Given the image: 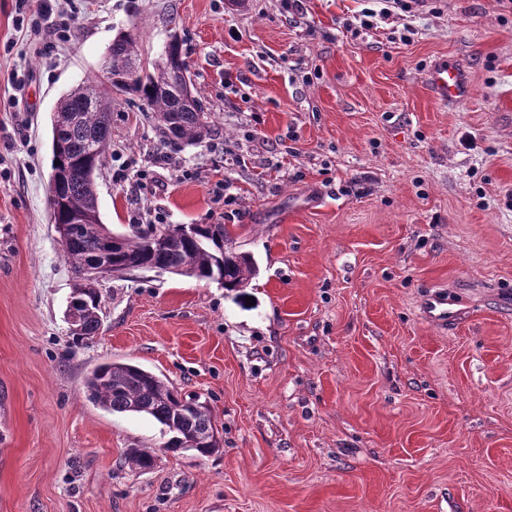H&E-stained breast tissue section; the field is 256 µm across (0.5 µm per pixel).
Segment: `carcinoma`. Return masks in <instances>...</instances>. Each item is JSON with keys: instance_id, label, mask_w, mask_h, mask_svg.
I'll list each match as a JSON object with an SVG mask.
<instances>
[{"instance_id": "cac0c4a2", "label": "carcinoma", "mask_w": 512, "mask_h": 512, "mask_svg": "<svg viewBox=\"0 0 512 512\" xmlns=\"http://www.w3.org/2000/svg\"><path fill=\"white\" fill-rule=\"evenodd\" d=\"M107 55L114 77L120 76L128 64L140 61L134 33L119 32ZM184 72L189 69L182 42L171 39L159 61L150 68L142 67V76L134 85L94 76L59 99L55 117L62 135L52 146V160L59 164L51 165L55 180L50 184L49 222L70 228L61 238V246L77 278L96 258L107 253L112 264L126 269L128 274L184 269L190 277L217 281L243 298L244 288L257 269L250 256L226 249L228 231L222 224H201L194 237L174 238L164 247L158 246L156 239L166 234L171 225L158 228L151 224L122 237L120 247L109 251L94 230L72 223L76 213L98 211L96 178L110 147L112 92L140 98L153 112L158 130L171 143L195 144L210 134L211 113L205 111L194 85H189L187 91L180 87ZM70 299L78 302L82 315V330L76 338L95 335L102 324L98 289L84 288ZM85 388L89 398L105 409L153 417L171 434L163 445L166 450L208 456L220 448L210 407L195 398L182 397L174 387L138 365L100 364L86 377ZM126 458L132 468L147 471L154 466L156 456L145 448H130Z\"/></svg>"}]
</instances>
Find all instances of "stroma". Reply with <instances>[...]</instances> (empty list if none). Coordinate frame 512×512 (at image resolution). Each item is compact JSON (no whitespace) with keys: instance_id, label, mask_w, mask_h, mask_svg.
<instances>
[{"instance_id":"1","label":"stroma","mask_w":512,"mask_h":512,"mask_svg":"<svg viewBox=\"0 0 512 512\" xmlns=\"http://www.w3.org/2000/svg\"><path fill=\"white\" fill-rule=\"evenodd\" d=\"M26 2L64 6L71 38L44 55L49 35L0 0V512H512V0H430L369 30L374 0ZM123 30L147 62L179 36L216 132L167 147L113 96L100 219L130 233L142 201L224 224L255 302L135 271L101 282V328L79 341L48 222L52 115ZM440 60L468 72L465 102L427 90ZM159 150L170 165L114 181ZM436 295L443 325L422 314ZM111 361L207 401L220 449L164 450L152 417L90 401Z\"/></svg>"}]
</instances>
